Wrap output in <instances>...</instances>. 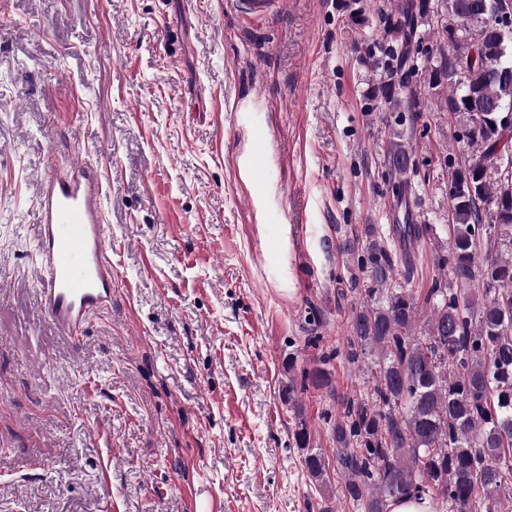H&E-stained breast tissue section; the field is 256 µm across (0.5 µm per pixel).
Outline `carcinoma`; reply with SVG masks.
<instances>
[{"label": "carcinoma", "mask_w": 512, "mask_h": 512, "mask_svg": "<svg viewBox=\"0 0 512 512\" xmlns=\"http://www.w3.org/2000/svg\"><path fill=\"white\" fill-rule=\"evenodd\" d=\"M499 0H391L379 12L381 37L362 41L375 81L366 98L392 113L398 126L414 124L429 105L463 117L457 142L473 148L465 176L452 159L448 183L451 247L439 249L441 272L424 306L393 278L397 254L366 228L359 257L367 284L352 316L347 361L373 378L366 397L345 396L332 429L343 495L357 512H387L392 499L431 498L442 512H503L512 494V177L488 170L512 156V23L498 21ZM359 29L369 18L359 0L347 4ZM487 19L481 43L448 31L472 10ZM441 42L427 44L431 26ZM425 66H420L419 59ZM413 147L404 132L389 142L391 192L411 189ZM425 224L400 228L403 242L418 241ZM456 287H448V281ZM323 352L300 378L288 379L284 401L329 383ZM291 439L304 464L323 479L326 460L310 448L311 433L296 416Z\"/></svg>", "instance_id": "cac0c4a2"}]
</instances>
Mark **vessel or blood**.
Instances as JSON below:
<instances>
[{
    "label": "vessel or blood",
    "instance_id": "vessel-or-blood-1",
    "mask_svg": "<svg viewBox=\"0 0 512 512\" xmlns=\"http://www.w3.org/2000/svg\"><path fill=\"white\" fill-rule=\"evenodd\" d=\"M98 165L51 166L36 201L40 304L63 333L81 340L88 324L112 308V261Z\"/></svg>",
    "mask_w": 512,
    "mask_h": 512
}]
</instances>
